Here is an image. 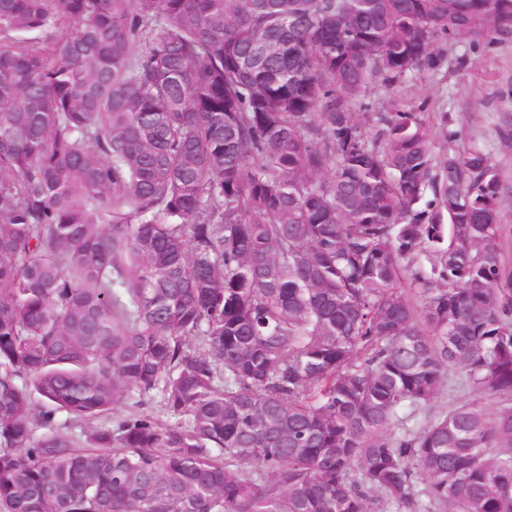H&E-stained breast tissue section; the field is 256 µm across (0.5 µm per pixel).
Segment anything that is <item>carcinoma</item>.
<instances>
[{"mask_svg":"<svg viewBox=\"0 0 512 512\" xmlns=\"http://www.w3.org/2000/svg\"><path fill=\"white\" fill-rule=\"evenodd\" d=\"M509 35L512 0H0V512H512L499 174L445 112L358 119ZM451 371L493 407L430 412Z\"/></svg>","mask_w":512,"mask_h":512,"instance_id":"cac0c4a2","label":"carcinoma"}]
</instances>
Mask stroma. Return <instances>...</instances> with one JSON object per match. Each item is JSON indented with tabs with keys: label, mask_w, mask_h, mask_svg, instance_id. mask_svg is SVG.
Segmentation results:
<instances>
[{
	"label": "stroma",
	"mask_w": 512,
	"mask_h": 512,
	"mask_svg": "<svg viewBox=\"0 0 512 512\" xmlns=\"http://www.w3.org/2000/svg\"><path fill=\"white\" fill-rule=\"evenodd\" d=\"M395 99L447 113L459 147H479L498 169L499 245L504 264L512 270V39L458 40L448 52L447 67L409 75L393 92L373 87L367 97L376 112Z\"/></svg>",
	"instance_id": "stroma-1"
}]
</instances>
